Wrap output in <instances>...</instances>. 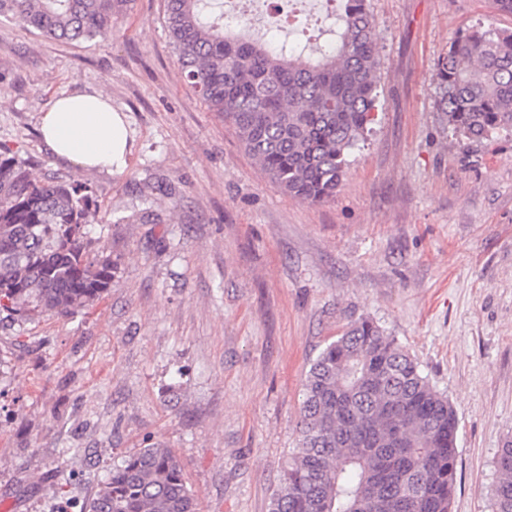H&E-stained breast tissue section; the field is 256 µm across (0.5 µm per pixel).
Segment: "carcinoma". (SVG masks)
Masks as SVG:
<instances>
[{"mask_svg":"<svg viewBox=\"0 0 512 512\" xmlns=\"http://www.w3.org/2000/svg\"><path fill=\"white\" fill-rule=\"evenodd\" d=\"M164 26L190 87L229 123L260 170L310 203L334 199L372 122L378 33L367 0H341L305 59L224 23L217 0H164ZM132 0H0V17L45 37L112 35ZM437 108L457 143L512 129V31L457 33L438 61ZM98 219L78 179L36 178L0 145V311L73 315L102 298L114 263L95 252ZM457 416L418 363L372 320L352 323L312 361L298 444L269 512H450ZM492 512H512V436L496 458ZM82 512H197L174 452L141 448L112 467Z\"/></svg>","mask_w":512,"mask_h":512,"instance_id":"obj_1","label":"carcinoma"}]
</instances>
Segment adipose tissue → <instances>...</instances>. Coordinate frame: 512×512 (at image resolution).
Here are the masks:
<instances>
[{"label": "adipose tissue", "mask_w": 512, "mask_h": 512, "mask_svg": "<svg viewBox=\"0 0 512 512\" xmlns=\"http://www.w3.org/2000/svg\"><path fill=\"white\" fill-rule=\"evenodd\" d=\"M45 148L87 171H123L131 151L124 113L97 90H65L40 118Z\"/></svg>", "instance_id": "obj_1"}]
</instances>
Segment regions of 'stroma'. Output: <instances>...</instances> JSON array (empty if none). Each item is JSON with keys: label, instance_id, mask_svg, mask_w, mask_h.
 Masks as SVG:
<instances>
[{"label": "stroma", "instance_id": "obj_1", "mask_svg": "<svg viewBox=\"0 0 512 512\" xmlns=\"http://www.w3.org/2000/svg\"><path fill=\"white\" fill-rule=\"evenodd\" d=\"M379 100L326 204L285 194L184 82L164 0L106 39L63 43L0 18V145L36 176L84 180L114 262L72 316L0 312V512H81L128 454L172 448L201 512H269L297 443L310 362L369 318L455 410L451 512H491L512 435V132L457 145L432 75L455 34L512 30L497 0H367ZM105 93L127 169L52 157L62 90Z\"/></svg>", "mask_w": 512, "mask_h": 512}]
</instances>
